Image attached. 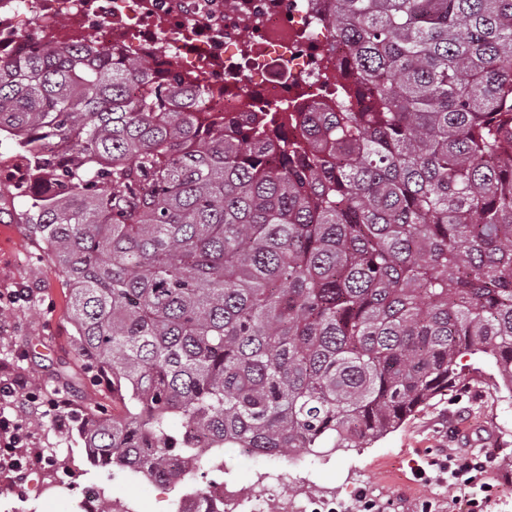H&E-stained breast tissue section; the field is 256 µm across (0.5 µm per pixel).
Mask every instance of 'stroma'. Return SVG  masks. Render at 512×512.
<instances>
[{
	"instance_id": "obj_1",
	"label": "stroma",
	"mask_w": 512,
	"mask_h": 512,
	"mask_svg": "<svg viewBox=\"0 0 512 512\" xmlns=\"http://www.w3.org/2000/svg\"><path fill=\"white\" fill-rule=\"evenodd\" d=\"M30 289L27 300L0 304V362L9 361L29 379L38 399L21 407L19 416L30 430L29 448H53L62 460L83 467L74 428L57 429L46 410L50 400L68 399L74 415L86 417L91 406L111 407L112 382L87 380L72 337L67 286L41 245L17 225L0 223V293ZM445 399L419 409L402 426L368 447L339 451L317 459L297 453L291 461L241 457L228 450L224 464L231 478L255 486L260 473L290 474L304 468L313 494L336 498V512H361L364 499L375 512H469L447 484L422 479L418 470L453 453H493V486L484 512H512V393L496 389L492 363L478 362ZM83 481L112 486L117 497L138 500L141 512H170L177 493L131 479L111 480L107 471L83 467ZM26 502L31 512H69L68 500L57 494L48 468L30 469L21 488L0 487V502Z\"/></svg>"
}]
</instances>
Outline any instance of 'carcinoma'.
<instances>
[{
  "mask_svg": "<svg viewBox=\"0 0 512 512\" xmlns=\"http://www.w3.org/2000/svg\"><path fill=\"white\" fill-rule=\"evenodd\" d=\"M327 30L352 86L302 141L96 39L0 57L23 223L120 393L80 428L92 467L176 486L226 448H364L466 356L512 394V0H334Z\"/></svg>",
  "mask_w": 512,
  "mask_h": 512,
  "instance_id": "cac0c4a2",
  "label": "carcinoma"
}]
</instances>
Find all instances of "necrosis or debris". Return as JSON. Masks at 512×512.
<instances>
[{"instance_id":"necrosis-or-debris-1","label":"necrosis or debris","mask_w":512,"mask_h":512,"mask_svg":"<svg viewBox=\"0 0 512 512\" xmlns=\"http://www.w3.org/2000/svg\"><path fill=\"white\" fill-rule=\"evenodd\" d=\"M331 0H0V52L14 57L69 43L95 29L124 54L175 57L180 72L223 88L202 112H310L336 101L347 51L327 32ZM264 496L235 481H209L171 512H336L335 500L274 488Z\"/></svg>"}]
</instances>
